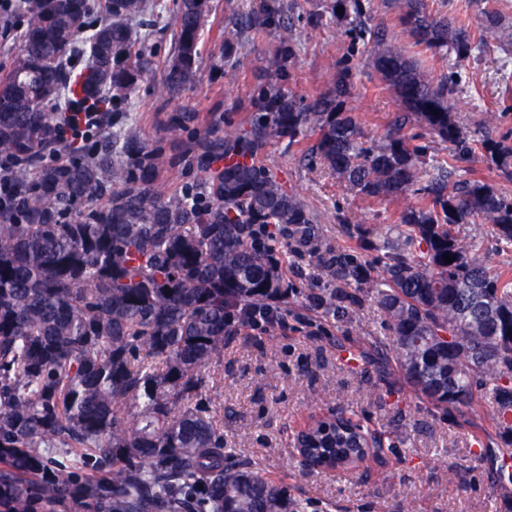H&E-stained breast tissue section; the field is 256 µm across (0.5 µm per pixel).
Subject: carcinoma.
Masks as SVG:
<instances>
[{
    "label": "carcinoma",
    "instance_id": "cac0c4a2",
    "mask_svg": "<svg viewBox=\"0 0 512 512\" xmlns=\"http://www.w3.org/2000/svg\"><path fill=\"white\" fill-rule=\"evenodd\" d=\"M391 3L414 44L455 56L459 67L490 42L512 40L493 12L472 39L423 0ZM338 7L351 32L370 36L366 62L405 107L395 131L380 143L363 135L342 111L351 90L343 72L332 94L312 100L284 92L275 72L249 132L229 124L192 147L207 191L177 192L164 178L175 158L132 127L119 143L103 133L71 159L43 163L58 145L49 111L135 94L147 72L143 19L156 0H17L20 49L0 76V156L17 164L0 192V512H54L70 501L88 512H308L310 501L234 458L198 396L204 369L246 324L233 313L282 294L277 250L259 229L311 235L306 205L253 156L272 138L293 143L311 128L312 154L349 191L429 203L402 210L397 240L373 243L380 274L355 254L336 255L335 286L309 289V307L339 318L373 296L391 336L367 353L435 406L466 405L480 392L492 424L512 436V278L456 232L479 219L512 249V198L479 177L449 181L446 160L421 171L424 149L404 133L409 124L457 156L472 152L450 116L453 90L368 30L363 0H333ZM209 11V0H175L169 94L199 78ZM83 55L74 77L72 61ZM324 429L341 427L315 422L302 464L353 466L363 435L312 446ZM61 448L75 450L65 466L56 462Z\"/></svg>",
    "mask_w": 512,
    "mask_h": 512
}]
</instances>
